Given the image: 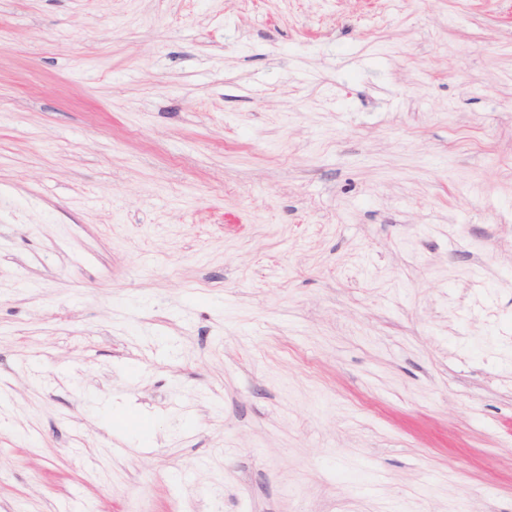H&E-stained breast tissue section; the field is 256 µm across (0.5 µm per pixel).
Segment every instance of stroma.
<instances>
[{"label":"stroma","instance_id":"1","mask_svg":"<svg viewBox=\"0 0 512 512\" xmlns=\"http://www.w3.org/2000/svg\"><path fill=\"white\" fill-rule=\"evenodd\" d=\"M512 512V0H0V512Z\"/></svg>","mask_w":512,"mask_h":512}]
</instances>
